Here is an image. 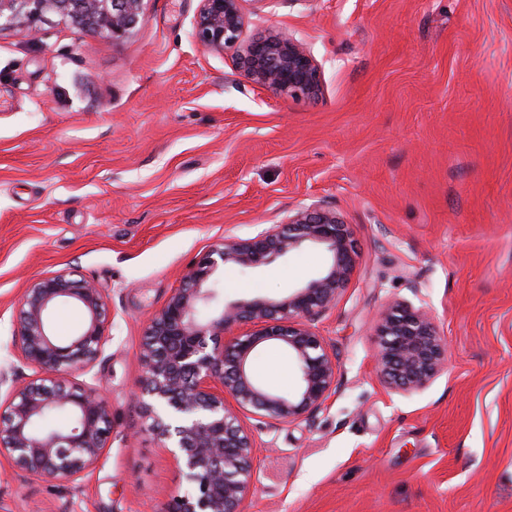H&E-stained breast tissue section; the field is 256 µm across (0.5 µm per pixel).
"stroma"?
Returning a JSON list of instances; mask_svg holds the SVG:
<instances>
[{
  "mask_svg": "<svg viewBox=\"0 0 512 512\" xmlns=\"http://www.w3.org/2000/svg\"><path fill=\"white\" fill-rule=\"evenodd\" d=\"M199 0H143L115 43L56 20L0 32V362L32 278L105 288L112 339L82 380L112 436L93 470L51 481L0 457V512H159L186 482L134 396L146 316L189 265L301 207L338 212L354 274L315 327L336 356L317 411L257 434L246 512H512V0H243L244 37L285 29L319 64L312 98L245 80L192 36ZM302 249L226 269L225 300L314 278ZM424 307L448 365L392 390L380 313ZM272 391L297 383L258 348Z\"/></svg>",
  "mask_w": 512,
  "mask_h": 512,
  "instance_id": "stroma-1",
  "label": "stroma"
}]
</instances>
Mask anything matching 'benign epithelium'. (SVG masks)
<instances>
[{
    "label": "benign epithelium",
    "instance_id": "benign-epithelium-1",
    "mask_svg": "<svg viewBox=\"0 0 512 512\" xmlns=\"http://www.w3.org/2000/svg\"><path fill=\"white\" fill-rule=\"evenodd\" d=\"M242 0H199L193 38L204 50L234 52L237 70L249 82L282 98L311 97L321 87L309 50L286 31L242 41L247 23ZM142 0H0V31L33 36L58 17L70 26L114 42L127 39L143 20ZM321 248L330 264L287 296L226 302L216 288L226 267L257 270L302 248ZM356 248L340 215L312 204L249 238H226L202 254L180 287L146 317L138 347L143 375L135 395L151 429L180 464L188 489L158 512H244L255 483L256 437L246 415L284 424L320 408L336 381V358L314 325L333 307L351 279ZM63 303L85 312L69 340L54 336L51 317ZM237 325L247 330L218 339ZM105 289L67 270L32 279L19 299L10 356L38 370L23 384L15 367H0V455L20 470L43 478L76 481L99 460L111 433L109 407L71 373L90 372L110 336ZM376 362L390 388H425L447 365L448 347L429 313L396 301L377 323ZM270 340L287 350L298 372L287 393L270 391L252 373L257 347ZM68 423L37 429L47 414Z\"/></svg>",
    "mask_w": 512,
    "mask_h": 512
}]
</instances>
